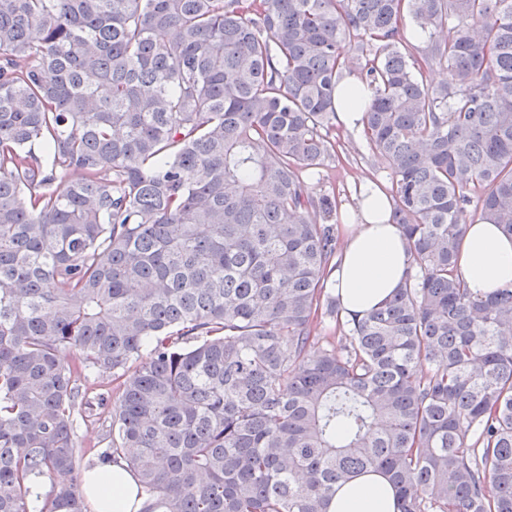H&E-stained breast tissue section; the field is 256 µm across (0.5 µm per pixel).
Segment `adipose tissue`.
<instances>
[{"mask_svg": "<svg viewBox=\"0 0 512 512\" xmlns=\"http://www.w3.org/2000/svg\"><path fill=\"white\" fill-rule=\"evenodd\" d=\"M341 235L336 293L345 313L363 315L403 285L411 259L399 226L390 220L389 201L373 183L359 185L354 207L341 216ZM458 267L472 296L511 287L512 237L486 221L468 225ZM83 488L93 512H141L145 501L120 462L89 469ZM329 512H396L394 493L383 476H363L337 490Z\"/></svg>", "mask_w": 512, "mask_h": 512, "instance_id": "ef3b65f1", "label": "adipose tissue"}]
</instances>
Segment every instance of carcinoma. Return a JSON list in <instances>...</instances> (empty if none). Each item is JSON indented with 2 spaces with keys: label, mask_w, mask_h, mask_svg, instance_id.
<instances>
[{
  "label": "carcinoma",
  "mask_w": 512,
  "mask_h": 512,
  "mask_svg": "<svg viewBox=\"0 0 512 512\" xmlns=\"http://www.w3.org/2000/svg\"><path fill=\"white\" fill-rule=\"evenodd\" d=\"M346 92L412 258L362 318L309 188ZM476 218L512 235V0H0V512H87L75 428L108 418L142 512H327L369 473L397 512H512Z\"/></svg>",
  "instance_id": "cac0c4a2"
}]
</instances>
